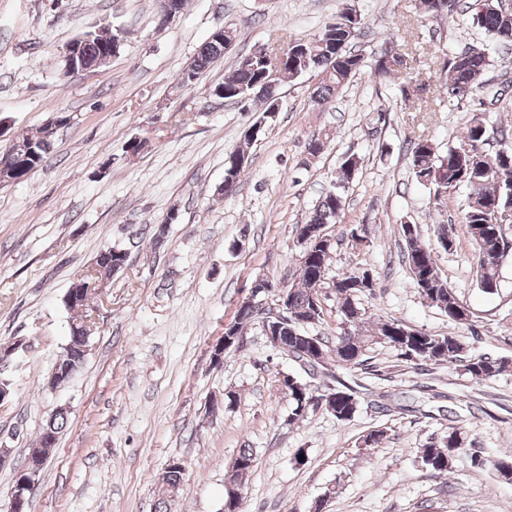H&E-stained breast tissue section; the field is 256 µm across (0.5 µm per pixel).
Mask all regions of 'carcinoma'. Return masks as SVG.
<instances>
[{"mask_svg": "<svg viewBox=\"0 0 512 512\" xmlns=\"http://www.w3.org/2000/svg\"><path fill=\"white\" fill-rule=\"evenodd\" d=\"M423 13L430 16L451 17L458 11L470 13L472 23L498 45H512V9L504 7L499 0H420ZM362 30V17L352 4L346 0L343 8L336 12L335 18L315 36L288 44L281 54H273L263 48L236 60L230 76L221 83L226 100H235L244 94L260 88L263 72L271 67V61L277 60L281 73L290 77L313 72L319 78L313 93V103L327 106L336 92L347 85L351 79L367 67L366 57L349 49ZM78 66L85 71L102 68L104 51L107 46L122 42V31L103 28L82 33ZM235 34L224 30V37H210L200 47L189 64L192 76L183 87L192 88L200 75L211 65L224 58L228 46L234 42ZM497 64V60L488 51L471 54L467 49L448 58V87L452 88L454 98H468L482 88L485 74ZM414 68L413 57L388 42L380 50L374 63V74L379 79L392 78L404 69ZM53 131L42 128L36 135L19 138L23 145H32L41 153V161H46L52 145ZM487 126L476 115L467 128L464 141L457 147L440 152L427 138H418L410 142V165L416 181L424 186L430 185L434 191L448 192L464 187L467 190L464 204V222L467 224L471 239L477 251L476 283L486 294L498 292V269L506 252L512 249V237L507 230L508 224L497 223L496 211L512 204V146L508 153L498 150L495 154L486 153ZM360 166V158L352 155L342 160L336 170V186L326 190L319 197L307 218L303 228H317L323 225L338 224L345 207L344 189L354 179ZM403 257L406 259L411 278L420 296L432 307L438 309L452 322H459L456 309L463 305L455 291L441 277L431 250L419 239L417 228L407 229L400 225ZM315 261L300 262V281L298 287L288 288V317L297 319L291 325L293 332L281 337L278 351L294 362L302 361L306 371L313 374L322 365L304 357L308 348V339H315L321 345L327 362L345 368L367 366L366 353L375 344H386L399 350L400 355L417 365H448L455 367L475 381L493 379L509 369V361L490 357L468 349L454 335H440L420 331L401 325L395 320L385 321L370 335L359 333L366 314L360 307V296L371 293L374 288L367 273L343 274L332 282L336 297V309L340 316V333L334 342L312 334L309 329L318 326L324 320L323 307H314L319 299L320 290L326 280L331 251L320 244H308ZM127 253L117 247L101 250L94 262L81 274V281L89 286L109 276L110 266L116 260H123ZM255 319L236 309L232 319L224 324V335L230 337L236 332L242 334ZM85 322L72 323L70 336L63 347L58 362L72 369L80 370L85 363L89 344L86 343ZM304 381L295 378V384L288 386V397L293 403L288 422L303 421L308 414L316 411L310 395L303 394L300 385ZM340 398L336 399L333 416L336 420L349 421L359 412L361 402L351 389H336ZM69 420V411L60 408L47 419L40 433L37 445L29 449L32 457L47 456L51 445L46 441V432L54 436L64 430ZM464 440L459 428L448 423L447 431L439 440L424 448L417 449L422 463L437 472H446L454 457L463 450ZM256 462L253 450L239 449L235 463L237 469L233 477L245 480L252 472ZM183 472L166 469L163 482L157 491L156 512L168 510L167 488L178 485Z\"/></svg>", "mask_w": 512, "mask_h": 512, "instance_id": "carcinoma-1", "label": "carcinoma"}]
</instances>
